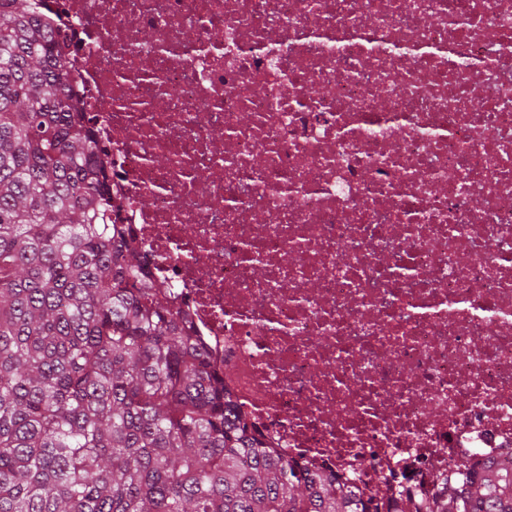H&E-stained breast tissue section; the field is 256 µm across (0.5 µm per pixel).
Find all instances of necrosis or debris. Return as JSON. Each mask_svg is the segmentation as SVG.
Instances as JSON below:
<instances>
[{"mask_svg":"<svg viewBox=\"0 0 512 512\" xmlns=\"http://www.w3.org/2000/svg\"><path fill=\"white\" fill-rule=\"evenodd\" d=\"M112 219L252 433L379 506L512 453V0H41Z\"/></svg>","mask_w":512,"mask_h":512,"instance_id":"4bbe7bcc","label":"necrosis or debris"}]
</instances>
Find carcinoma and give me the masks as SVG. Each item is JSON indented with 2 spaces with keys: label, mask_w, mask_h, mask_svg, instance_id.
Returning <instances> with one entry per match:
<instances>
[{
  "label": "carcinoma",
  "mask_w": 512,
  "mask_h": 512,
  "mask_svg": "<svg viewBox=\"0 0 512 512\" xmlns=\"http://www.w3.org/2000/svg\"><path fill=\"white\" fill-rule=\"evenodd\" d=\"M40 0H0V512H375L271 454L150 282ZM399 512H512V454Z\"/></svg>",
  "instance_id": "obj_1"
}]
</instances>
